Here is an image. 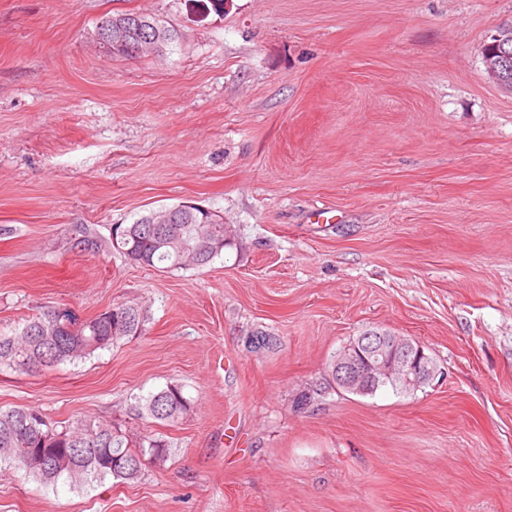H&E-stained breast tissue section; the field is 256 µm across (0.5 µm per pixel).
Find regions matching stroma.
Returning <instances> with one entry per match:
<instances>
[{
  "label": "stroma",
  "instance_id": "obj_1",
  "mask_svg": "<svg viewBox=\"0 0 512 512\" xmlns=\"http://www.w3.org/2000/svg\"><path fill=\"white\" fill-rule=\"evenodd\" d=\"M120 11L182 37L112 56L96 25ZM510 18L512 0H0V334L56 306L148 313L94 356L0 371V409L170 446L75 488L2 466L0 512H512V90L482 59ZM185 202L224 219L207 268L113 248V225ZM371 329L440 375L330 387V355ZM169 384L193 410L139 422L134 396Z\"/></svg>",
  "mask_w": 512,
  "mask_h": 512
}]
</instances>
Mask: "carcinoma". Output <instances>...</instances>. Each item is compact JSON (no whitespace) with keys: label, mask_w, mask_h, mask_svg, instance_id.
I'll return each instance as SVG.
<instances>
[{"label":"carcinoma","mask_w":512,"mask_h":512,"mask_svg":"<svg viewBox=\"0 0 512 512\" xmlns=\"http://www.w3.org/2000/svg\"><path fill=\"white\" fill-rule=\"evenodd\" d=\"M118 18L125 25L126 34L113 54L120 57H138L134 49L141 33L154 26L160 28L171 47L180 39L178 30L168 22L151 15L135 12H116L101 18L97 28L112 25ZM508 54L506 70L501 76L504 86L512 87V30L502 33V41L484 45L483 55L494 58ZM176 223L159 224L150 229L151 214H143L132 223L112 228V247L131 261L164 271L198 269L209 265L224 250L214 251L211 244L224 240V225L213 224L217 217L212 211L189 212L177 210ZM118 313H104L81 321L66 313L60 328L52 336H35L38 324L49 322L54 308L43 311L39 317L25 323L11 336L0 335V369L17 373H37L60 364L81 360L99 350L112 347L123 339L139 336L144 331L146 316L142 308L126 303L112 305ZM139 418L176 423L192 411V402L178 385L146 396L134 397ZM109 454L118 461L117 468L99 467L98 458ZM168 454L162 436L142 433L116 424H108L91 417H80L72 422H50L35 409L17 407L0 411V464L13 465L26 475L56 483L64 479L69 484L83 485L89 479L131 480L140 469L132 462L161 461Z\"/></svg>","instance_id":"cac0c4a2"}]
</instances>
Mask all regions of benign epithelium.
<instances>
[{"label": "benign epithelium", "mask_w": 512, "mask_h": 512, "mask_svg": "<svg viewBox=\"0 0 512 512\" xmlns=\"http://www.w3.org/2000/svg\"><path fill=\"white\" fill-rule=\"evenodd\" d=\"M437 369L423 346L404 336L367 331L336 354L331 374L342 387L360 392L368 383L398 380L406 386L435 378Z\"/></svg>", "instance_id": "1"}]
</instances>
